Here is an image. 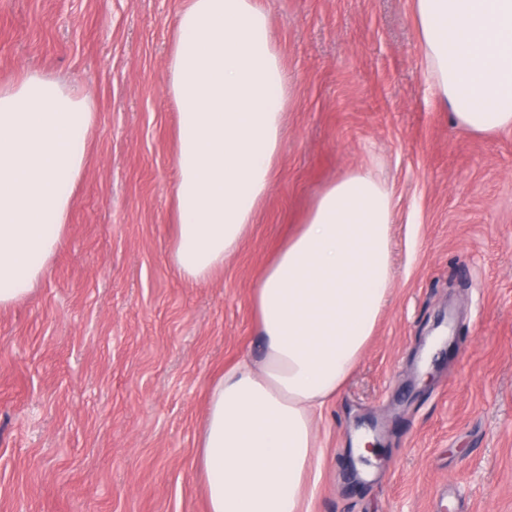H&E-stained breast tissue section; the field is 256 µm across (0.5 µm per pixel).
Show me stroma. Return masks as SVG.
I'll list each match as a JSON object with an SVG mask.
<instances>
[{
	"instance_id": "1",
	"label": "stroma",
	"mask_w": 512,
	"mask_h": 512,
	"mask_svg": "<svg viewBox=\"0 0 512 512\" xmlns=\"http://www.w3.org/2000/svg\"><path fill=\"white\" fill-rule=\"evenodd\" d=\"M188 0H0V84L38 70L96 118L63 242L0 309V512H207L208 388L256 344L254 289L339 174L393 197L392 294L319 422L303 512H512V131L457 126L430 93L413 0H262L290 79L268 195L202 282L172 260ZM380 452L358 468L352 437Z\"/></svg>"
}]
</instances>
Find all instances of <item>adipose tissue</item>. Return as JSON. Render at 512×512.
I'll list each match as a JSON object with an SVG mask.
<instances>
[{"instance_id":"ef3b65f1","label":"adipose tissue","mask_w":512,"mask_h":512,"mask_svg":"<svg viewBox=\"0 0 512 512\" xmlns=\"http://www.w3.org/2000/svg\"><path fill=\"white\" fill-rule=\"evenodd\" d=\"M435 98L476 134L512 130V0H414ZM177 116L173 262L206 280L239 248L274 178L289 81L261 0H189L168 61ZM95 120L91 98L28 71L0 87V309L54 257ZM393 200L372 172L330 183L266 266L257 343L208 390L197 441L208 512H302L318 420L393 288Z\"/></svg>"}]
</instances>
